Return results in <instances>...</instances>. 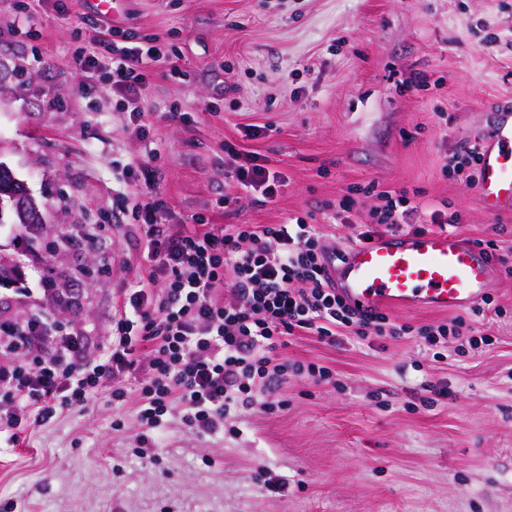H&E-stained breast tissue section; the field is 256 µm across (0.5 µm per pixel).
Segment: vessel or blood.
Segmentation results:
<instances>
[{
    "mask_svg": "<svg viewBox=\"0 0 512 512\" xmlns=\"http://www.w3.org/2000/svg\"><path fill=\"white\" fill-rule=\"evenodd\" d=\"M475 193L489 215L512 213V114L501 113L481 142ZM332 285L354 309L386 304L462 309L482 302L497 278L493 254L458 232L377 234L327 258Z\"/></svg>",
    "mask_w": 512,
    "mask_h": 512,
    "instance_id": "b4317fda",
    "label": "vessel or blood"
}]
</instances>
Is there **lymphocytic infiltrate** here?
Masks as SVG:
<instances>
[{
  "instance_id": "lymphocytic-infiltrate-1",
  "label": "lymphocytic infiltrate",
  "mask_w": 512,
  "mask_h": 512,
  "mask_svg": "<svg viewBox=\"0 0 512 512\" xmlns=\"http://www.w3.org/2000/svg\"><path fill=\"white\" fill-rule=\"evenodd\" d=\"M171 59L155 40H118L109 28L95 30L75 57L88 85L118 97L129 116L124 131L135 138L148 129L142 90L153 67ZM224 165L233 186L225 203L235 202L239 190L272 202L284 185L265 156L231 141L224 144ZM128 171L133 189L119 208L134 216L147 263L122 293L106 347L90 352L79 330L62 327L46 313H0V438L5 441L18 442L30 426L86 407L108 385L113 400L136 395V451L154 462L170 420L197 435H213L289 377L333 383L330 368L283 356L290 337L309 334L332 344L347 335L414 336L435 348L454 346L460 355L492 343L459 316L414 327L396 324L380 310L357 312L330 284L324 234L304 217L282 224H175L171 205L155 191L152 159L129 164ZM362 197L375 200L371 222L391 232L403 230L419 209L406 191L370 184L337 200L340 223H347ZM129 378L137 383L131 393L122 386Z\"/></svg>"
}]
</instances>
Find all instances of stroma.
<instances>
[{
  "instance_id": "35a3bbf8",
  "label": "stroma",
  "mask_w": 512,
  "mask_h": 512,
  "mask_svg": "<svg viewBox=\"0 0 512 512\" xmlns=\"http://www.w3.org/2000/svg\"><path fill=\"white\" fill-rule=\"evenodd\" d=\"M104 23L172 48L181 73L156 66L145 95L147 137L104 89H84L72 61ZM489 32L499 39L483 46ZM442 87L401 88L410 73ZM512 108V0H121L105 21L82 0H0V163L23 181L43 222L0 224V301L46 311L105 344L112 310L145 264L132 216L114 223L130 162L156 155V189L175 220L280 224L311 216L331 247L369 224L333 204L353 186L407 190L417 223L450 203L470 240L494 241L512 266V215L491 217L472 188L444 175L446 158ZM189 121H167L168 112ZM272 123L249 139L242 127ZM269 158L286 183L277 200L224 208V143ZM93 232V248L74 246ZM73 294L74 307L58 294ZM504 316L458 315L491 334L468 354L435 357L411 336L335 344L291 337L289 359L334 371L335 384L289 378L288 408L240 410L236 433L197 436L179 421L161 461L136 456L135 400L103 390L83 409L0 441V503L23 512H512V276L490 289ZM400 324L456 313L387 310ZM447 388L434 406L424 385ZM125 423L113 430L114 420ZM266 465L286 487L256 480Z\"/></svg>"
}]
</instances>
